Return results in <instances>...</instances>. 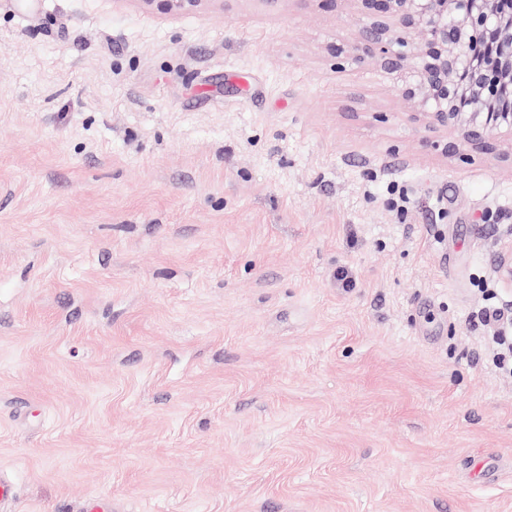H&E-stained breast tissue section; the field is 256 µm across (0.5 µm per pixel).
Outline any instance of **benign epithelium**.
<instances>
[{
	"instance_id": "obj_1",
	"label": "benign epithelium",
	"mask_w": 512,
	"mask_h": 512,
	"mask_svg": "<svg viewBox=\"0 0 512 512\" xmlns=\"http://www.w3.org/2000/svg\"><path fill=\"white\" fill-rule=\"evenodd\" d=\"M180 13L203 0H141ZM354 50L401 72V97L433 128L489 149L512 139V0H358Z\"/></svg>"
}]
</instances>
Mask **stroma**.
I'll list each match as a JSON object with an SVG mask.
<instances>
[{
    "label": "stroma",
    "mask_w": 512,
    "mask_h": 512,
    "mask_svg": "<svg viewBox=\"0 0 512 512\" xmlns=\"http://www.w3.org/2000/svg\"><path fill=\"white\" fill-rule=\"evenodd\" d=\"M364 22L0 0L12 512H512V149L414 120Z\"/></svg>",
    "instance_id": "stroma-1"
}]
</instances>
